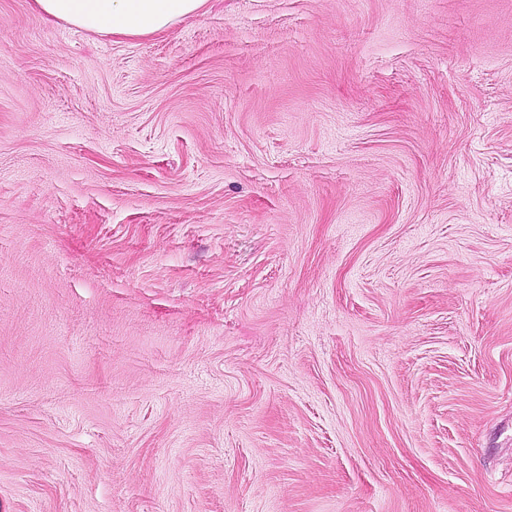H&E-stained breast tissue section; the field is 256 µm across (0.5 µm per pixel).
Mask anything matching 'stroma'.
I'll list each match as a JSON object with an SVG mask.
<instances>
[{
	"mask_svg": "<svg viewBox=\"0 0 512 512\" xmlns=\"http://www.w3.org/2000/svg\"><path fill=\"white\" fill-rule=\"evenodd\" d=\"M0 512H512V0H0ZM208 0H32L33 9L49 21L112 37H145L165 33L185 17L197 14Z\"/></svg>",
	"mask_w": 512,
	"mask_h": 512,
	"instance_id": "1",
	"label": "stroma"
}]
</instances>
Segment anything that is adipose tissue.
I'll list each match as a JSON object with an SVG mask.
<instances>
[{"label":"adipose tissue","mask_w":512,"mask_h":512,"mask_svg":"<svg viewBox=\"0 0 512 512\" xmlns=\"http://www.w3.org/2000/svg\"><path fill=\"white\" fill-rule=\"evenodd\" d=\"M208 0H32L33 9L50 21L114 37L165 33L197 14Z\"/></svg>","instance_id":"ef3b65f1"}]
</instances>
